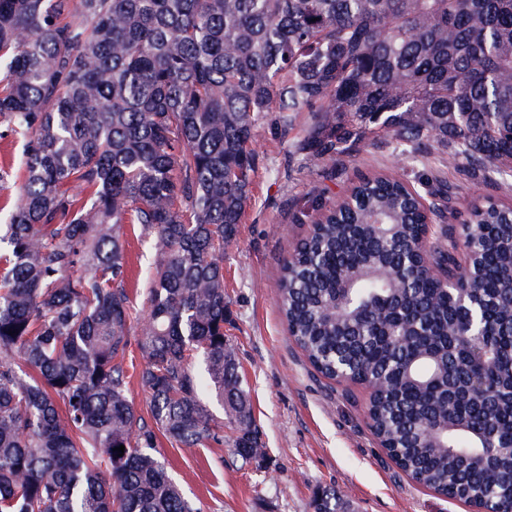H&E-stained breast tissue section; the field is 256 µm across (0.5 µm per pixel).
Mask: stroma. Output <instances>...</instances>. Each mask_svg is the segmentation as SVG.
<instances>
[{
    "instance_id": "35a3bbf8",
    "label": "stroma",
    "mask_w": 512,
    "mask_h": 512,
    "mask_svg": "<svg viewBox=\"0 0 512 512\" xmlns=\"http://www.w3.org/2000/svg\"><path fill=\"white\" fill-rule=\"evenodd\" d=\"M0 118V207L19 201L25 163L23 136L7 133ZM253 146L259 169L238 234L224 247L225 325L250 391L255 421L269 463L259 469L235 462L237 436L224 428V444L182 448L160 440L170 474L202 512H314L318 490L337 492L352 512H471L463 502L436 495L410 480L373 435L368 394L318 374L288 335L278 303L281 267L316 218L314 202L345 195L357 176L380 169L407 176L386 139L368 140L343 161L307 165L289 156L287 140L259 127ZM453 209L493 198L512 205V186L463 179L455 165H440ZM132 314L142 318L151 280L149 238L139 225L124 227Z\"/></svg>"
}]
</instances>
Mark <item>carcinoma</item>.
I'll use <instances>...</instances> for the list:
<instances>
[{
  "label": "carcinoma",
  "mask_w": 512,
  "mask_h": 512,
  "mask_svg": "<svg viewBox=\"0 0 512 512\" xmlns=\"http://www.w3.org/2000/svg\"><path fill=\"white\" fill-rule=\"evenodd\" d=\"M0 117L26 138L20 199L0 216V512H199L158 438L222 445L226 418L234 456L266 466L224 335V245L265 123L306 162L387 137L428 171L365 178L330 204L284 260L280 308L319 374L368 391L403 472L512 512V208L475 206L462 243L408 257L452 211L431 159L512 177V0H0ZM376 216L396 225L387 247ZM124 224L153 245L145 416L123 366ZM459 248L478 255L457 276L475 292L463 303L437 277ZM340 508L334 491L314 499Z\"/></svg>",
  "instance_id": "1"
}]
</instances>
